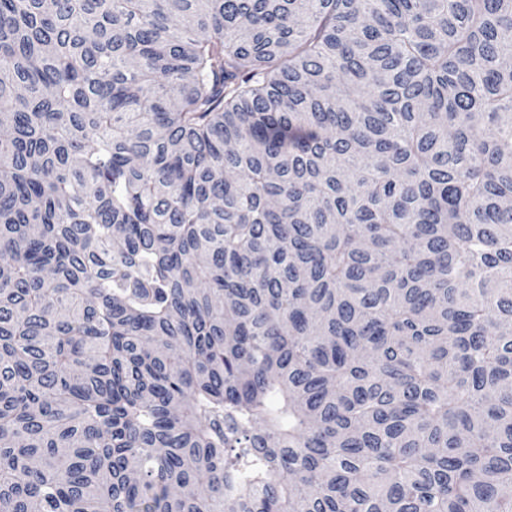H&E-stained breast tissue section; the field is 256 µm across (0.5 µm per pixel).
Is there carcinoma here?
Returning a JSON list of instances; mask_svg holds the SVG:
<instances>
[{
    "label": "carcinoma",
    "mask_w": 512,
    "mask_h": 512,
    "mask_svg": "<svg viewBox=\"0 0 512 512\" xmlns=\"http://www.w3.org/2000/svg\"><path fill=\"white\" fill-rule=\"evenodd\" d=\"M0 512H512V0H0Z\"/></svg>",
    "instance_id": "obj_1"
}]
</instances>
